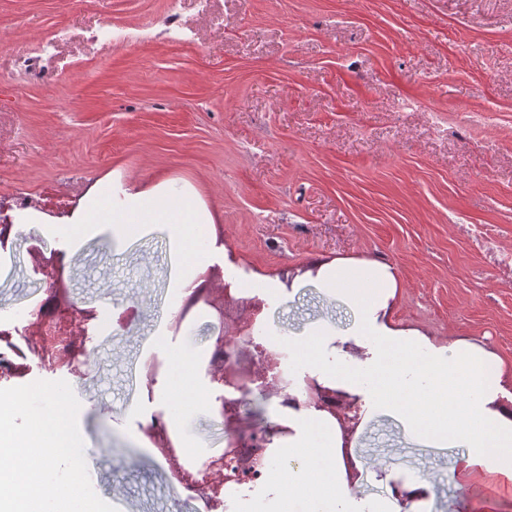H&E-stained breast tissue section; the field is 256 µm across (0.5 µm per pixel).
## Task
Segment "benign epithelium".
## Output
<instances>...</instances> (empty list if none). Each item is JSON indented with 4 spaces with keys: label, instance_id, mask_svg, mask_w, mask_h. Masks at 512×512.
I'll return each instance as SVG.
<instances>
[{
    "label": "benign epithelium",
    "instance_id": "benign-epithelium-1",
    "mask_svg": "<svg viewBox=\"0 0 512 512\" xmlns=\"http://www.w3.org/2000/svg\"><path fill=\"white\" fill-rule=\"evenodd\" d=\"M33 272L42 276L57 314H30L28 324L24 328V337L28 349L44 362L51 364L62 363L56 345H79L83 352L82 364L91 361L95 349L87 346L89 341L87 324L97 318V309L91 306L81 307L69 294L66 281L67 268L70 261L63 251H53L50 256L36 248H30ZM205 303L216 310L219 320H224V303H216L212 289L202 285L192 291L187 298L182 311L174 316L172 329L179 331L188 311ZM261 311V305L252 306V319L236 327L235 335L226 336L224 330H219L213 338L212 349L215 353L224 352V348L237 346L235 359L227 364L223 361H213L207 367V375L211 381L224 387H230L247 398L259 393L264 399L283 398L288 402V387L292 380L284 374L281 368L283 355L268 352L253 335L255 316ZM308 396L314 398L321 408L336 409V401H344V397L336 395V391L325 389L316 382L310 381L306 387ZM217 413L224 420V426L234 428L236 447L229 448L220 458L212 457L203 463L201 472L203 478L197 483V489L204 495L215 496L224 487L229 477L228 470L236 468V473L248 472L256 458L264 454L267 439L258 437L241 442L240 435L246 434L238 411V402L224 396L216 398Z\"/></svg>",
    "mask_w": 512,
    "mask_h": 512
}]
</instances>
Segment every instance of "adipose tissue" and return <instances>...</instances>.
<instances>
[{
  "instance_id": "adipose-tissue-1",
  "label": "adipose tissue",
  "mask_w": 512,
  "mask_h": 512,
  "mask_svg": "<svg viewBox=\"0 0 512 512\" xmlns=\"http://www.w3.org/2000/svg\"><path fill=\"white\" fill-rule=\"evenodd\" d=\"M167 183L137 189L118 181L92 187L65 217H50L33 204L13 213L15 224H43L64 238L70 253L103 225L126 232L164 235L178 297L194 287L199 263L195 243L207 209L192 198L175 204ZM314 281L355 315L347 334L317 324L292 341L301 379L288 403V436L272 447L288 458L269 480L277 489L273 512H424L431 479L409 477L401 495H388L362 510L346 464L367 424L378 416L400 423L407 437L430 448H456V472L468 479L487 472L512 481V370L492 349L471 337L445 341L386 320L395 296L392 266L378 261L315 262ZM341 392L355 412L306 406V379Z\"/></svg>"
}]
</instances>
